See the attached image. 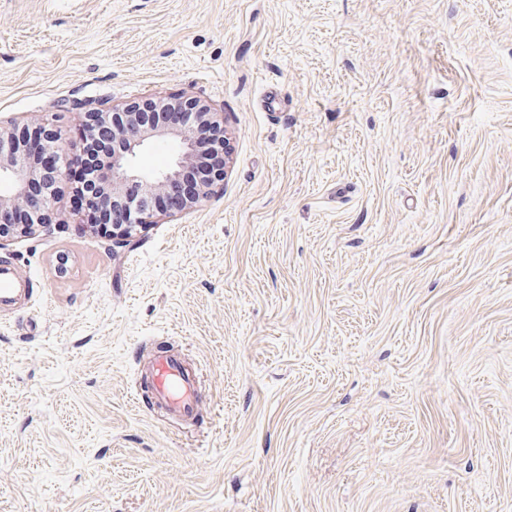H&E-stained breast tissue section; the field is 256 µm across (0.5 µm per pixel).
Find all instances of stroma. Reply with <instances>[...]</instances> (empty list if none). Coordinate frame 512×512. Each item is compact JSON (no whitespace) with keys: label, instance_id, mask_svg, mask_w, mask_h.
<instances>
[{"label":"stroma","instance_id":"stroma-1","mask_svg":"<svg viewBox=\"0 0 512 512\" xmlns=\"http://www.w3.org/2000/svg\"><path fill=\"white\" fill-rule=\"evenodd\" d=\"M171 96L211 197L0 251V512H512V0H0V121ZM152 404L166 415L190 421L198 408V386L194 374L177 356L158 349L148 368Z\"/></svg>","mask_w":512,"mask_h":512}]
</instances>
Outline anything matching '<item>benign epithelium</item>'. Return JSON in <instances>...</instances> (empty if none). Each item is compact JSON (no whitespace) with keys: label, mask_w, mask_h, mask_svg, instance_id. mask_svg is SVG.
I'll return each instance as SVG.
<instances>
[{"label":"benign epithelium","mask_w":512,"mask_h":512,"mask_svg":"<svg viewBox=\"0 0 512 512\" xmlns=\"http://www.w3.org/2000/svg\"><path fill=\"white\" fill-rule=\"evenodd\" d=\"M176 105L192 111L197 123L217 131L215 137L204 143L193 127L158 123L153 119L154 113L139 111L136 103L115 106L110 112H98L96 116L100 124L87 122L84 125V138L90 142L112 140L118 143V147L112 150L107 167L97 174L101 196L114 203L136 200L131 215L112 224V244L115 247L134 246L143 229L158 223L162 217L200 204L224 178L221 174L204 180L191 197L171 209L155 207L156 197L180 191L185 172L203 150L218 153L226 161L230 156L229 138L224 134V113L214 112L209 105L198 100L179 99ZM169 138L180 143L178 157L159 175L145 177L136 164L137 157L147 145ZM60 140L57 130L47 119L37 118L24 124L16 121L6 125L0 123V180L11 184L9 193L0 195V249L36 232L38 225L18 219V215L31 206H37L42 212L43 224L51 222L53 196L34 198L31 187L35 182L51 187L70 179L65 149ZM31 141L49 149L54 161L45 166L36 165L29 156Z\"/></svg>","instance_id":"obj_1"}]
</instances>
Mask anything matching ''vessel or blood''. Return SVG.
<instances>
[{"label":"vessel or blood","mask_w":512,"mask_h":512,"mask_svg":"<svg viewBox=\"0 0 512 512\" xmlns=\"http://www.w3.org/2000/svg\"><path fill=\"white\" fill-rule=\"evenodd\" d=\"M148 376L155 408L185 422L193 419L198 408V386L185 362L166 350H156Z\"/></svg>","instance_id":"b4317fda"}]
</instances>
